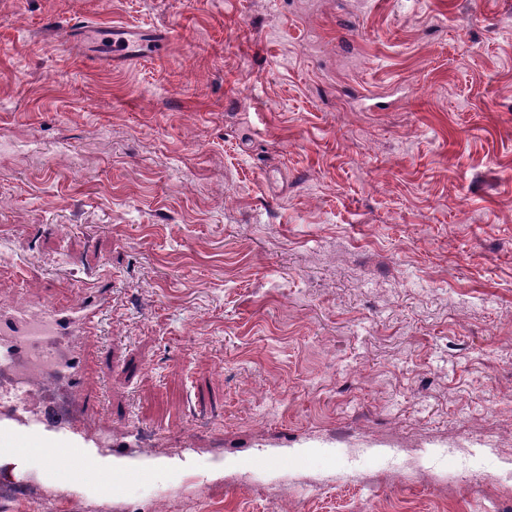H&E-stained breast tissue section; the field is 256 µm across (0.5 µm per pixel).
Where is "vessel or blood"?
Returning <instances> with one entry per match:
<instances>
[{"label": "vessel or blood", "instance_id": "vessel-or-blood-1", "mask_svg": "<svg viewBox=\"0 0 512 512\" xmlns=\"http://www.w3.org/2000/svg\"><path fill=\"white\" fill-rule=\"evenodd\" d=\"M81 36L96 43L111 39L113 56L127 60L161 57L169 42L165 35L157 37L124 27L108 33L95 25L82 26ZM105 305L98 290L88 285L78 300L68 296L54 304L27 299L0 306V344L5 346L7 356L38 349L46 360L45 380H64L67 388L80 397L82 415L99 419L96 428L88 429L48 407L34 416L19 401L0 405V456L17 461L42 458L49 479L91 489L101 497L112 496L127 482L153 476L151 469L130 468L114 472L111 481L102 478L101 446L119 454L139 445V434L133 430L113 437L111 424L100 417V405L87 396L82 385L88 344L97 336Z\"/></svg>", "mask_w": 512, "mask_h": 512}]
</instances>
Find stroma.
Instances as JSON below:
<instances>
[{
  "label": "stroma",
  "mask_w": 512,
  "mask_h": 512,
  "mask_svg": "<svg viewBox=\"0 0 512 512\" xmlns=\"http://www.w3.org/2000/svg\"><path fill=\"white\" fill-rule=\"evenodd\" d=\"M83 282L154 477L0 512H512V0H0V298ZM81 36L85 40L100 43L103 39L112 37V58L124 59L158 58L161 57L170 40L169 34L161 37L137 33L125 27H113L112 35L94 25H82Z\"/></svg>",
  "instance_id": "1"
}]
</instances>
